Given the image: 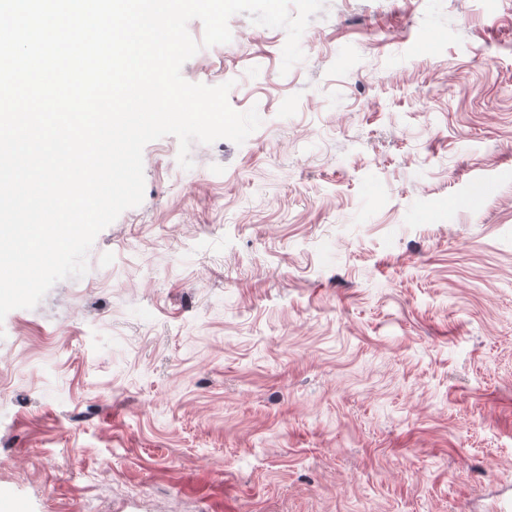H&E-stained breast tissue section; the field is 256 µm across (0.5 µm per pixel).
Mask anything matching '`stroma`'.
Listing matches in <instances>:
<instances>
[{"mask_svg":"<svg viewBox=\"0 0 512 512\" xmlns=\"http://www.w3.org/2000/svg\"><path fill=\"white\" fill-rule=\"evenodd\" d=\"M181 73L257 108L167 136L80 278L0 322V502L23 512L512 504V0L230 18Z\"/></svg>","mask_w":512,"mask_h":512,"instance_id":"obj_1","label":"stroma"}]
</instances>
